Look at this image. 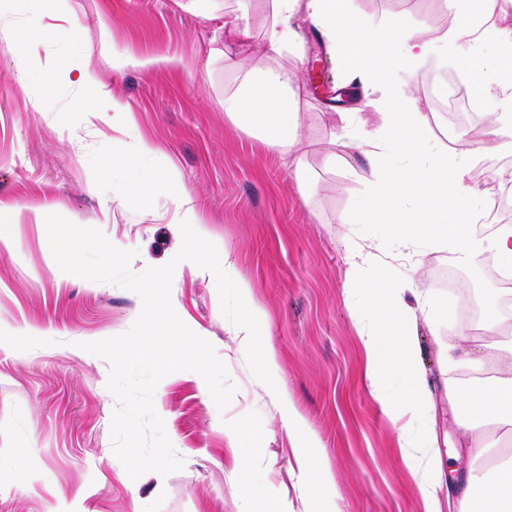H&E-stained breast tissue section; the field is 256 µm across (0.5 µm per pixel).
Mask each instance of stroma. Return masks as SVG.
<instances>
[{
  "instance_id": "obj_1",
  "label": "stroma",
  "mask_w": 512,
  "mask_h": 512,
  "mask_svg": "<svg viewBox=\"0 0 512 512\" xmlns=\"http://www.w3.org/2000/svg\"><path fill=\"white\" fill-rule=\"evenodd\" d=\"M73 40L41 47L64 68L53 84L20 69L22 20L0 21V326L20 334L44 331L47 341L0 347V512H49L58 496L82 495L86 512H238L244 480L255 486L264 512H314L335 495L338 512H426L420 487L428 454L411 456L405 420L371 393V363L346 291L345 243L370 227L351 223L363 199L367 162L344 147L339 115L364 106L361 86L349 83L336 50L309 40L306 11L294 25L299 39L284 64L294 73L306 162L313 178L298 185L279 153L237 128L224 114L226 64L265 65L266 0H251L252 38L225 42L226 60L208 49L222 0H73ZM369 31L393 24L441 31L455 24L443 0H351ZM108 39L111 49L84 60L82 46ZM153 57L157 66L139 61ZM88 64L91 75L130 109L137 134L157 155L112 166V129L65 109L78 94L68 68ZM435 61L401 74L419 99L438 144L471 148L482 137L448 135V117L428 93ZM335 164H327L329 153ZM148 170L161 171L190 191L203 219L195 230L237 255L236 274L249 286V304L265 321L264 341L275 353L274 387L252 374L246 345L222 314L214 275L181 265L170 298L180 319L208 340L226 365L236 392L226 409L182 371L154 394L181 470L131 479L115 457L111 420L118 405L108 390L110 364L82 350L125 333L141 310L139 296L113 283L76 279L61 271L45 218L58 214L100 230L117 248L134 251V273L168 263L182 244L168 201L119 202L117 196ZM420 278L432 302L418 313L419 358L431 383L426 418L442 463L441 512L454 505L471 477L485 474L512 442L501 429L472 447L460 427L459 392L477 388L466 368L442 356L449 344L475 347L461 327L483 320L490 306L512 315V296L499 290L487 266L460 264L445 252L428 256ZM289 400L317 438L330 485L300 480V456L283 422ZM25 457H17L18 449ZM38 474L37 493L28 477Z\"/></svg>"
}]
</instances>
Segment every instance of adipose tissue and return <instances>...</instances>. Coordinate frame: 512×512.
Wrapping results in <instances>:
<instances>
[{"instance_id":"ef3b65f1","label":"adipose tissue","mask_w":512,"mask_h":512,"mask_svg":"<svg viewBox=\"0 0 512 512\" xmlns=\"http://www.w3.org/2000/svg\"><path fill=\"white\" fill-rule=\"evenodd\" d=\"M299 4V0H271L272 19L266 30L271 56L287 57L294 45L297 33L292 20ZM306 6L313 24L339 52L351 80L369 91L365 113L340 115L350 147L367 161L371 175L368 202L354 216L355 223L370 225L371 234L368 244L354 242L346 249V289L356 300L359 334L372 359L375 398L420 425L422 405L430 395L414 339L416 309L431 300L416 276L425 257L447 252L466 265L494 259L502 293L512 292V225H497L487 235L476 233L473 220L485 191L472 180L479 157L512 148V0H483L479 19L463 17L435 35L392 26L379 38L369 35L350 12L349 0H308ZM73 11V0H0L1 19L26 16L21 35L29 47L32 70L44 82L54 79L57 68L53 60L41 58L39 49L46 41L73 36V29L66 26ZM47 17L53 19V26L44 25ZM387 42L396 48L389 57L383 54ZM488 42L497 47V74L491 83L478 86L475 100L493 120L477 147L448 150L434 140L420 102L400 85L398 76L431 57L442 65L455 60L465 72L483 68V60L471 55L469 48ZM382 67L389 77L380 82L376 73ZM234 82V89L224 93L226 116L281 154L294 179L307 183L300 117L288 68L250 67L238 71ZM74 83L88 92L72 101V109L111 123L113 131L127 138L126 154L155 155L152 142L133 134L132 119L123 104L97 86L88 69H78ZM156 194L171 201L180 223H200L190 191L159 172L143 173L127 196L142 201ZM483 332L492 339L490 353L474 355L452 344L446 354L452 366L476 372L490 366L496 369L489 381L460 395L462 423L476 448L483 447L489 422L512 419V323L493 309L483 320ZM390 373L403 379L402 392L393 394L384 387ZM280 408L298 440L301 480L330 484L327 467L316 459V439L288 402H281ZM457 512H512V459L470 482L458 500Z\"/></svg>"}]
</instances>
